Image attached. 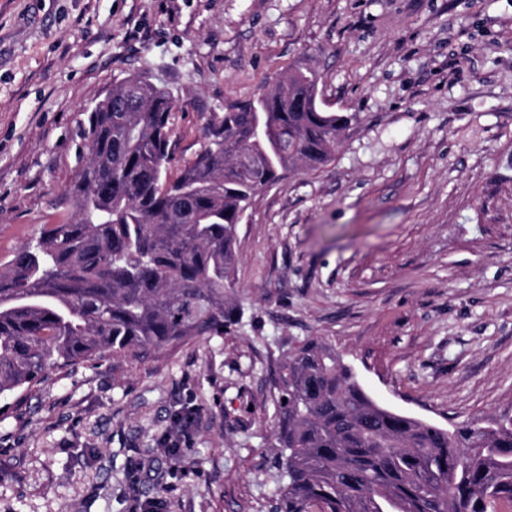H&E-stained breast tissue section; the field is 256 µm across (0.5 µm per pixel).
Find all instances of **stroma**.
<instances>
[{"mask_svg": "<svg viewBox=\"0 0 512 512\" xmlns=\"http://www.w3.org/2000/svg\"><path fill=\"white\" fill-rule=\"evenodd\" d=\"M297 66L357 121L237 224L227 333L1 400L0 512H269L279 370L311 338L384 406L512 416V0H0V265L69 217L113 84L173 95L176 172Z\"/></svg>", "mask_w": 512, "mask_h": 512, "instance_id": "1", "label": "stroma"}]
</instances>
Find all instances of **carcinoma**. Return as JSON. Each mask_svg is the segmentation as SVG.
Instances as JSON below:
<instances>
[{
  "label": "carcinoma",
  "mask_w": 512,
  "mask_h": 512,
  "mask_svg": "<svg viewBox=\"0 0 512 512\" xmlns=\"http://www.w3.org/2000/svg\"><path fill=\"white\" fill-rule=\"evenodd\" d=\"M173 96L132 76L82 129L72 217L0 265V396L108 355L224 335L235 228L288 171L335 158L354 115L329 112L297 67L208 125L176 175ZM274 512H507L512 417L448 428L375 401L336 350L306 340L282 366Z\"/></svg>",
  "instance_id": "carcinoma-1"
}]
</instances>
